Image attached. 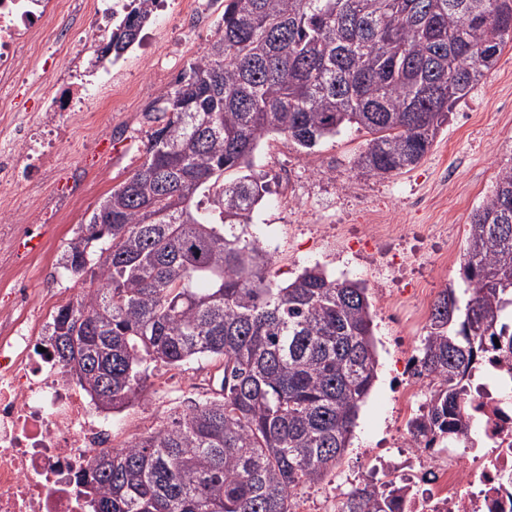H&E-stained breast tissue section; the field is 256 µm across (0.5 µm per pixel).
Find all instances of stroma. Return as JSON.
I'll use <instances>...</instances> for the list:
<instances>
[{"label": "stroma", "mask_w": 512, "mask_h": 512, "mask_svg": "<svg viewBox=\"0 0 512 512\" xmlns=\"http://www.w3.org/2000/svg\"><path fill=\"white\" fill-rule=\"evenodd\" d=\"M181 4L165 0L155 23L146 28L150 46L135 43L113 66L111 85L88 99L89 111L108 110L111 132L88 142L63 143L55 172L34 188L48 197L57 183L70 178L89 186L64 222L46 215L38 219L48 252L26 264L34 300L43 297L42 281L49 275L57 284L56 304L80 295L81 278L59 264L64 249L105 194L142 163L151 131L144 112L175 89L180 74L208 47L224 0H196L187 10ZM75 56L89 78L100 75V67L93 64L95 51L82 49L71 37L65 53L43 55V82H55ZM366 143V134L353 128L311 149L277 134L267 136L256 150L254 171L265 177L269 191L250 222L236 227L243 239L272 240L271 275L276 281L317 265L333 278L358 280L368 288L377 379L360 405L352 443L336 469L322 482L298 488L302 512H323L327 495L356 487V476L371 464L373 449L399 442L400 420L391 390L399 353L391 342L390 313L395 300L419 280L435 278L441 289L462 286L458 266L436 272L432 256L446 246L463 252L470 213L491 189L499 169L512 160V43L451 112L415 167L385 178L359 174L355 162ZM432 197L438 199V208H415V201ZM378 219L402 225L401 240L363 246L366 225ZM221 367V361L207 358L179 369L157 367L142 398L115 414L113 446L155 430L171 409L211 396L209 380Z\"/></svg>", "instance_id": "35a3bbf8"}]
</instances>
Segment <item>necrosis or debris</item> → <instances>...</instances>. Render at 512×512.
Wrapping results in <instances>:
<instances>
[{
  "label": "necrosis or debris",
  "instance_id": "1",
  "mask_svg": "<svg viewBox=\"0 0 512 512\" xmlns=\"http://www.w3.org/2000/svg\"><path fill=\"white\" fill-rule=\"evenodd\" d=\"M112 8L111 0H0L1 212L22 205L62 216L81 195L71 184L49 199L22 189L53 173L57 147L74 125L94 136L108 130L107 113L83 109L94 86L70 63L59 88L44 91L43 112L28 116L15 112L14 90L37 78L63 23L92 15L93 23L77 34L93 46ZM45 252L39 233L0 224V512H90L79 478L90 459L112 445L111 413L97 410L45 349L48 321L30 300L22 266L25 257ZM431 295L419 284L394 307V342L402 353L394 400L406 419L427 411L418 402L427 382L408 342L425 323ZM505 387L512 389V358L490 353L469 387L468 415L480 428L479 437L465 439L469 463L424 437H405L398 453L375 455L374 476L395 489L393 512H512V396L502 395Z\"/></svg>",
  "mask_w": 512,
  "mask_h": 512
}]
</instances>
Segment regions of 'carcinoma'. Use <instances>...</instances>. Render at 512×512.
Listing matches in <instances>:
<instances>
[{
	"instance_id": "1",
	"label": "carcinoma",
	"mask_w": 512,
	"mask_h": 512,
	"mask_svg": "<svg viewBox=\"0 0 512 512\" xmlns=\"http://www.w3.org/2000/svg\"><path fill=\"white\" fill-rule=\"evenodd\" d=\"M151 2H130L98 61L138 40ZM509 41L512 0H224L206 52L145 112L144 160L102 200L112 223L81 225L64 253L97 287L59 307L48 344L98 407L138 400L159 364L223 360L215 396L92 460L93 512H291L336 467L375 378L371 305L317 266L277 286L259 241L234 233L267 190L255 150L271 133L311 148L354 127L370 136L362 173L408 171ZM460 275L469 298L442 290L418 347L432 392L414 436L469 428L472 373L512 351V164L470 215ZM81 319L93 334L65 357ZM343 512L386 510L362 484Z\"/></svg>"
}]
</instances>
